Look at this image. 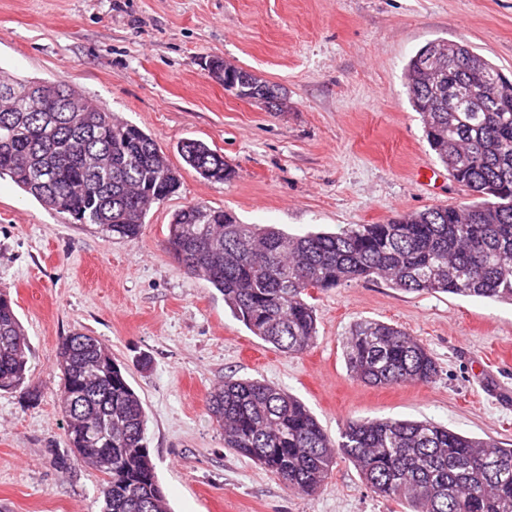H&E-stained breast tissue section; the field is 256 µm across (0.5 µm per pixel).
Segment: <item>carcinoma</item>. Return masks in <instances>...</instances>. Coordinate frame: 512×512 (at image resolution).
<instances>
[{
	"instance_id": "cac0c4a2",
	"label": "carcinoma",
	"mask_w": 512,
	"mask_h": 512,
	"mask_svg": "<svg viewBox=\"0 0 512 512\" xmlns=\"http://www.w3.org/2000/svg\"><path fill=\"white\" fill-rule=\"evenodd\" d=\"M432 41L409 60L405 79L437 159L472 201L438 205L384 224H349L336 233L289 234L242 224L202 203L172 218L165 250L203 277L248 330L291 354L317 338L308 290L379 277L406 292L448 293L512 302V100L479 95L457 112L448 99L500 72L464 43ZM212 71L234 95L270 108L283 89L214 58ZM0 177L106 238L138 237L151 205L176 194L180 174L136 125L79 92L60 109L66 83L0 79ZM182 160L206 179L233 171L224 155L196 139L178 143ZM347 365L373 386L430 384L432 355L405 331L363 320L344 343ZM27 342L10 298L0 293V390L38 391L27 379ZM60 412L72 459L103 475L100 512H171L145 440L141 397L96 337L60 338ZM224 447L275 474L285 489L313 496L338 448L379 498L404 500L411 512H512V448L430 420L351 421L334 439L307 407L267 382L227 379L207 398Z\"/></svg>"
}]
</instances>
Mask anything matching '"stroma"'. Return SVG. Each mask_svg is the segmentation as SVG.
Listing matches in <instances>:
<instances>
[{
    "instance_id": "1",
    "label": "stroma",
    "mask_w": 512,
    "mask_h": 512,
    "mask_svg": "<svg viewBox=\"0 0 512 512\" xmlns=\"http://www.w3.org/2000/svg\"><path fill=\"white\" fill-rule=\"evenodd\" d=\"M464 42L512 77V0H0V77L64 80L149 134L179 168L136 239H103L0 180V290L29 345L36 402L0 392V512H99L101 475L67 455L61 336L99 338L147 415L172 512H408L337 456L312 497L225 448L206 398L228 377L298 397L331 437L363 419H429L512 443V304L405 292L380 278L312 290L318 337L293 355L263 342L223 296L163 248L179 209L203 203L291 234L383 224L469 202L431 150L405 67L433 40ZM286 93L283 110L239 99L209 59ZM198 139L231 179H203L176 145ZM362 320L395 325L439 366L435 382L370 387L343 344Z\"/></svg>"
}]
</instances>
